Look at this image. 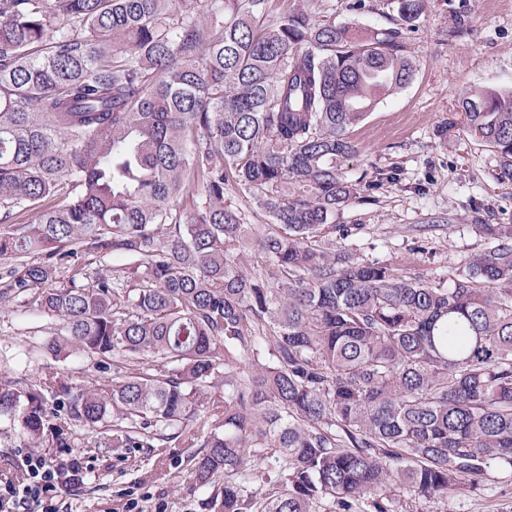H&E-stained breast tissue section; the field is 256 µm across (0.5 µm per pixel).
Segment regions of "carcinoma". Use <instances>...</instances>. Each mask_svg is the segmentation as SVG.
Segmentation results:
<instances>
[{
  "label": "carcinoma",
  "mask_w": 512,
  "mask_h": 512,
  "mask_svg": "<svg viewBox=\"0 0 512 512\" xmlns=\"http://www.w3.org/2000/svg\"><path fill=\"white\" fill-rule=\"evenodd\" d=\"M209 2L199 21L179 0H0V300L50 319L44 356L130 358L106 389L1 382L0 415L25 448L70 447L73 422L114 448L171 428L210 512H392V485L444 499L512 469V226L477 225L492 245L447 287L323 243L351 233L331 223L358 193L351 128L413 78L400 32ZM462 108L512 183V90ZM236 190L271 219L253 272Z\"/></svg>",
  "instance_id": "obj_1"
}]
</instances>
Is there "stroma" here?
Listing matches in <instances>:
<instances>
[{
    "instance_id": "35a3bbf8",
    "label": "stroma",
    "mask_w": 512,
    "mask_h": 512,
    "mask_svg": "<svg viewBox=\"0 0 512 512\" xmlns=\"http://www.w3.org/2000/svg\"><path fill=\"white\" fill-rule=\"evenodd\" d=\"M268 0L276 19L297 5L325 19L373 36L398 24L395 0ZM422 13L404 29L406 55L414 63L409 85L380 98L351 132L358 146L342 167L363 187L335 221L349 225L343 246L356 258L397 272L449 285L470 257L488 247L476 220L512 225V184L495 179L494 152L468 135L461 102L481 89L512 90V0H422ZM468 33L450 36L456 17ZM47 318L20 300L0 302V381L27 391L44 370L72 383L108 384L111 373L92 361L39 358L29 366L19 353L37 350ZM72 455L91 466L83 484L64 494L59 512H122L124 490L142 498V512H203L206 491L188 476L189 449L152 440L150 447L114 448L106 434L82 424L71 428ZM396 512H512V470L495 467L475 485L432 502L391 492Z\"/></svg>"
}]
</instances>
